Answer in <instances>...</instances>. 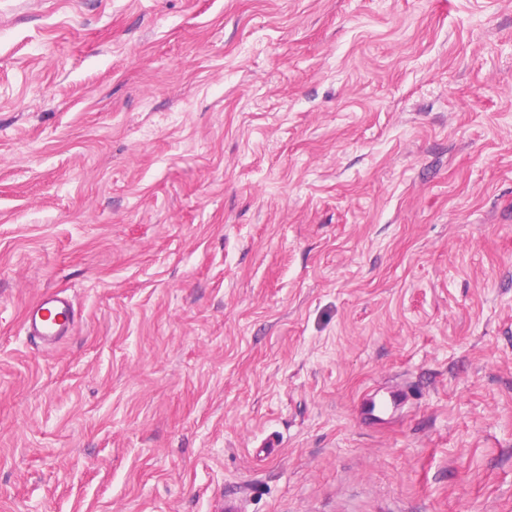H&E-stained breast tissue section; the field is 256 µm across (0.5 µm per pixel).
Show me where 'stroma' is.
I'll return each mask as SVG.
<instances>
[{"label": "stroma", "mask_w": 512, "mask_h": 512, "mask_svg": "<svg viewBox=\"0 0 512 512\" xmlns=\"http://www.w3.org/2000/svg\"><path fill=\"white\" fill-rule=\"evenodd\" d=\"M228 491L512 512V0H0V512ZM75 311L68 296L59 291H45L25 312V326L30 338L45 345L65 340L71 332Z\"/></svg>", "instance_id": "1"}]
</instances>
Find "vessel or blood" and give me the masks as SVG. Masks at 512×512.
I'll list each match as a JSON object with an SVG mask.
<instances>
[{"mask_svg": "<svg viewBox=\"0 0 512 512\" xmlns=\"http://www.w3.org/2000/svg\"><path fill=\"white\" fill-rule=\"evenodd\" d=\"M74 319L75 311L69 297L59 291L43 292L25 312L29 337L46 345L65 340Z\"/></svg>", "mask_w": 512, "mask_h": 512, "instance_id": "1", "label": "vessel or blood"}]
</instances>
